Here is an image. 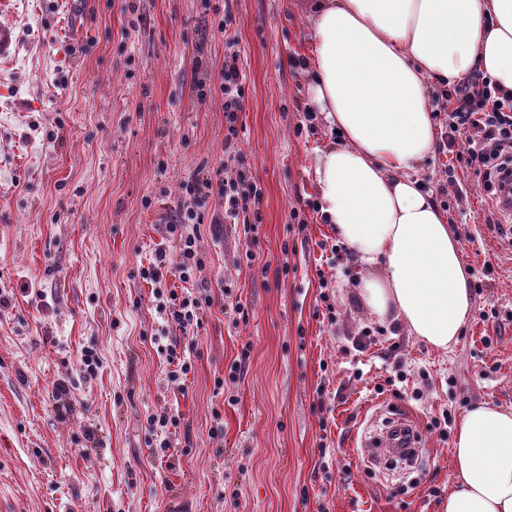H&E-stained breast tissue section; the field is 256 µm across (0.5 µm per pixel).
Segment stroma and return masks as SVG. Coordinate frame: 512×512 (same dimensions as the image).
Masks as SVG:
<instances>
[{
    "mask_svg": "<svg viewBox=\"0 0 512 512\" xmlns=\"http://www.w3.org/2000/svg\"><path fill=\"white\" fill-rule=\"evenodd\" d=\"M308 3L232 4L247 78L239 162L263 199L248 235L212 230L223 200L200 207L205 267L166 280L213 290L186 338L138 270L157 249L175 253L165 224L182 183L237 164L222 95L197 88L224 63L217 15L204 0H0L12 35L0 48V512H444L453 438L432 419L477 402L512 409V240L484 224L494 197L481 179L439 151L421 173L483 283L450 349L369 319L358 265L332 254L313 164L337 135L306 120L309 77L292 65L306 55ZM248 251L252 264L239 263ZM227 300L243 314L225 313ZM363 331L374 342L346 351ZM169 339L193 364L186 383L166 377ZM87 347L102 360L91 375L76 371ZM387 407L419 426L415 469L366 460ZM164 411L177 425L159 436L147 420Z\"/></svg>",
    "mask_w": 512,
    "mask_h": 512,
    "instance_id": "stroma-1",
    "label": "stroma"
}]
</instances>
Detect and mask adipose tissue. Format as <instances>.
<instances>
[{
    "mask_svg": "<svg viewBox=\"0 0 512 512\" xmlns=\"http://www.w3.org/2000/svg\"><path fill=\"white\" fill-rule=\"evenodd\" d=\"M312 111L339 130L313 166L320 209L361 265L369 318L441 349L472 312L461 246L419 177L436 144L432 89L473 70L512 91V0H313ZM445 512H512V409L460 418Z\"/></svg>",
    "mask_w": 512,
    "mask_h": 512,
    "instance_id": "ef3b65f1",
    "label": "adipose tissue"
}]
</instances>
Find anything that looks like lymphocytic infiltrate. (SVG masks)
Listing matches in <instances>:
<instances>
[{"label":"lymphocytic infiltrate","instance_id":"lymphocytic-infiltrate-1","mask_svg":"<svg viewBox=\"0 0 512 512\" xmlns=\"http://www.w3.org/2000/svg\"><path fill=\"white\" fill-rule=\"evenodd\" d=\"M232 22L231 13H224L218 23L225 32L224 65L218 73V90L224 97V151L236 155L239 137L238 114L243 109L246 85L240 66L237 40L226 29ZM445 129L443 146L455 150L456 159L481 178L491 189L497 204H504L506 184H512V94L501 90L486 74L474 72L467 80L449 86L441 93ZM465 136L466 148H458V136ZM188 199L166 226L167 233L178 243L176 255L158 250L148 265L140 267L143 280L157 285L159 311L182 334L199 326L206 309L212 307L211 289L200 288L184 295L164 293L160 285L165 272L177 273L189 280L203 269L205 262L198 249L200 217L197 205L210 197L224 201V215L241 221L245 232L255 229L252 214L258 213L263 191L245 167H238L230 176L205 174L184 187Z\"/></svg>","mask_w":512,"mask_h":512}]
</instances>
